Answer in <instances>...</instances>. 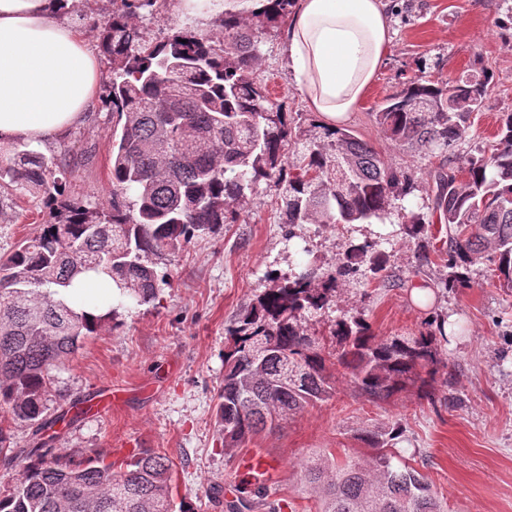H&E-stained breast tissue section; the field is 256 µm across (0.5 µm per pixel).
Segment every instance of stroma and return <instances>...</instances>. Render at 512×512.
<instances>
[{
  "instance_id": "1",
  "label": "stroma",
  "mask_w": 512,
  "mask_h": 512,
  "mask_svg": "<svg viewBox=\"0 0 512 512\" xmlns=\"http://www.w3.org/2000/svg\"><path fill=\"white\" fill-rule=\"evenodd\" d=\"M391 42L381 70L359 108L344 126L394 167L410 175L406 211L425 212L433 176L458 168L471 154L489 149L499 117L512 112V0H387ZM144 39L159 40L170 29L209 31V24L182 13L178 0H158L139 24ZM257 74L271 99L286 105L300 138L311 137L319 117L283 63L282 31L260 32ZM488 75L490 88L454 145L430 153L388 139L375 120L386 98L415 77L452 81ZM112 114L94 102L69 131L46 140L42 152H69L77 166L73 195L105 202L112 169ZM47 211L35 195L0 204V254L37 235ZM447 225L426 222L409 235L402 216L386 224L280 222L275 192L259 183L242 222L217 234L194 238L172 256L153 257L169 275L158 299L118 307L117 329H103L55 373L50 410L82 398L84 411L60 427L55 447L103 454L122 462L137 449L155 448L172 462L173 493L196 512H227V501L253 499L238 492L239 463L260 452L274 468L264 488L265 506L290 503L294 512H316L318 501L301 480L307 460L324 455L342 462L367 454L361 437L401 426L395 448L437 492L448 512H512V288L501 286L495 265L481 259L469 287L448 289L449 269L441 255ZM380 241L389 257V283L357 275L339 280L330 309L307 319L321 331L339 316L362 317L376 338L413 336L429 321L444 318L463 326L442 345L444 368L428 395L406 386L386 401L355 391L328 367L329 398L254 435L239 448L224 447L215 421L224 383L227 330L241 308L271 284L310 268L317 279L335 275L348 244ZM427 262H420V253ZM427 285L432 296L417 304L410 291Z\"/></svg>"
}]
</instances>
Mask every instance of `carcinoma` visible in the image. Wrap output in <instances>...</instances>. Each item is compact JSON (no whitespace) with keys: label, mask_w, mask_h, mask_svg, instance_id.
<instances>
[{"label":"carcinoma","mask_w":512,"mask_h":512,"mask_svg":"<svg viewBox=\"0 0 512 512\" xmlns=\"http://www.w3.org/2000/svg\"><path fill=\"white\" fill-rule=\"evenodd\" d=\"M246 18L224 14L201 33L174 28L146 43L137 19L157 0H112V13L92 23L109 73L102 104L112 129L110 200L92 206L66 186V155L45 156L18 139L0 147V195L34 193L48 209L40 232L0 256V464L21 462L0 489V512H195L172 492L166 454L141 448L124 466L96 454H57L50 435L65 414L48 413L54 372L86 339L112 323L114 308L93 315L68 305V289L91 273L105 275L120 302L145 305L166 282L151 257L173 255L193 238L236 224L247 192L264 180L278 191L281 223L353 224L383 221L398 211L410 176L340 127L302 146L288 162L294 128L285 105L271 102L256 81V32L279 27L295 0H268ZM488 79L437 82L411 79L376 113L393 140L428 150L449 148L483 106ZM498 140L458 172L434 175L432 210L448 224V288L469 286L471 267L492 251L498 277L512 284V113L502 115ZM375 241L352 245L338 275L366 267L386 270ZM273 285L228 330L224 384L216 421L224 447L234 448L273 424L331 396L327 365L343 369L372 400H387L409 383L425 387L440 364L445 320L417 336L378 340L363 318H338L329 338L304 326L306 315L331 305L336 277L317 281L308 271L272 278ZM31 430L16 451L8 422ZM368 435L369 453L339 466L307 461L303 477L319 512H443L421 473L397 466L394 440Z\"/></svg>","instance_id":"1"}]
</instances>
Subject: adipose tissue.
<instances>
[{
	"label": "adipose tissue",
	"mask_w": 512,
	"mask_h": 512,
	"mask_svg": "<svg viewBox=\"0 0 512 512\" xmlns=\"http://www.w3.org/2000/svg\"><path fill=\"white\" fill-rule=\"evenodd\" d=\"M262 0H179L208 21L249 15ZM59 0H0V144L59 135L84 117L100 82L86 37L61 19ZM391 39L385 0H297L285 29L289 71L328 126L362 103Z\"/></svg>",
	"instance_id": "ef3b65f1"
}]
</instances>
